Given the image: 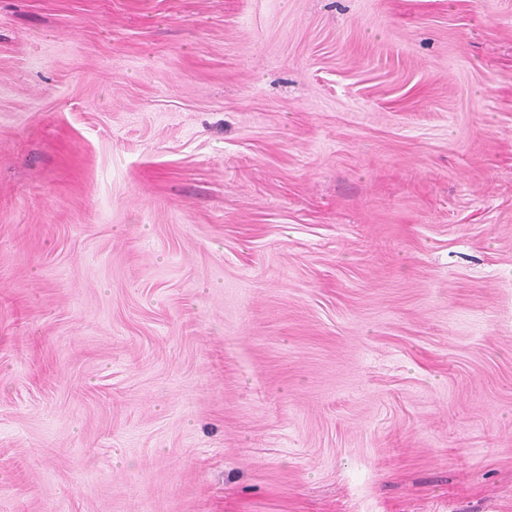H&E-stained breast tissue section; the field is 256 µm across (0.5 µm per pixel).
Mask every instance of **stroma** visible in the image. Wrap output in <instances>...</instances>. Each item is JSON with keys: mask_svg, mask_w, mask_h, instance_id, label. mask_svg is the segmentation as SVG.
<instances>
[{"mask_svg": "<svg viewBox=\"0 0 512 512\" xmlns=\"http://www.w3.org/2000/svg\"><path fill=\"white\" fill-rule=\"evenodd\" d=\"M0 512H512V0H0Z\"/></svg>", "mask_w": 512, "mask_h": 512, "instance_id": "1", "label": "stroma"}]
</instances>
